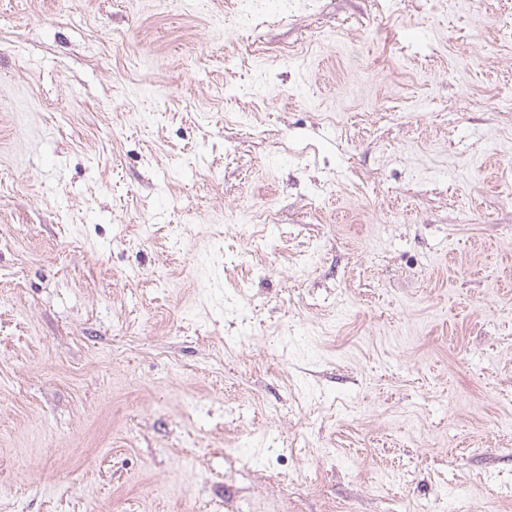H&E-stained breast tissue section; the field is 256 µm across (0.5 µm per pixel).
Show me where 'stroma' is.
I'll return each instance as SVG.
<instances>
[{
	"label": "stroma",
	"instance_id": "1",
	"mask_svg": "<svg viewBox=\"0 0 512 512\" xmlns=\"http://www.w3.org/2000/svg\"><path fill=\"white\" fill-rule=\"evenodd\" d=\"M0 512H512V0H0Z\"/></svg>",
	"mask_w": 512,
	"mask_h": 512
}]
</instances>
